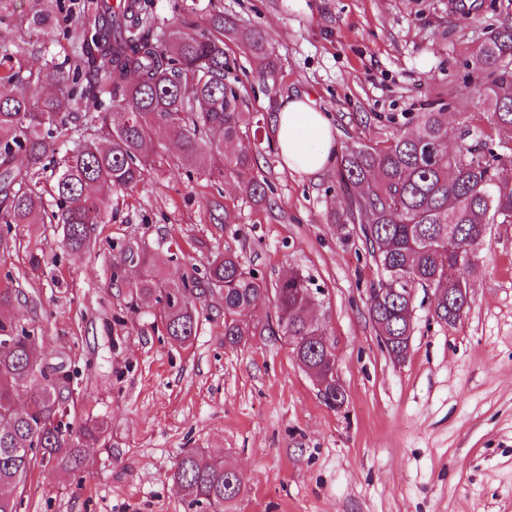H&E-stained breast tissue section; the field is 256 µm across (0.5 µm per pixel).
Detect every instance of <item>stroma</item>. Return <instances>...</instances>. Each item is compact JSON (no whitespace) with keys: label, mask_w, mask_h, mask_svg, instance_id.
Masks as SVG:
<instances>
[{"label":"stroma","mask_w":512,"mask_h":512,"mask_svg":"<svg viewBox=\"0 0 512 512\" xmlns=\"http://www.w3.org/2000/svg\"><path fill=\"white\" fill-rule=\"evenodd\" d=\"M51 28L30 26L42 4ZM84 0H11L0 43L41 68L64 56L85 21ZM158 24L202 22L223 12L268 39L277 78L265 81L236 43L230 74L260 120L243 144L270 186L254 202L240 180L177 168L176 140L154 137L159 162L134 188L106 202V218L81 258L60 226L7 225L0 217V279L22 295L8 318L32 329L43 364L71 376L74 422L101 420L108 436L79 470L32 471L21 512H189L169 481L196 448L236 468L242 491L229 512H512V224L492 230L472 277L471 308L445 325L431 291L415 292L404 361H393L367 316L379 274L357 235L328 224L344 195L336 166L293 173L271 150L283 100L311 96L329 116L335 154L386 139V118L448 105V145L462 118L490 135L491 107L469 65L491 29L512 20V0H145ZM153 254L167 287L203 276L229 249L275 282L308 272L323 301L322 327L336 345L348 398L328 407L284 337L261 330L224 345V308L199 305L193 343L167 338L154 308L130 311L128 274L113 278L126 248Z\"/></svg>","instance_id":"obj_1"}]
</instances>
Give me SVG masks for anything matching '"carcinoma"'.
<instances>
[{"label":"carcinoma","instance_id":"carcinoma-1","mask_svg":"<svg viewBox=\"0 0 512 512\" xmlns=\"http://www.w3.org/2000/svg\"><path fill=\"white\" fill-rule=\"evenodd\" d=\"M88 23L77 41L79 64L51 58L33 71L22 50L0 47V208L11 224H59L64 244L73 254L90 245L99 208L88 204L85 191L96 188L103 199L143 180L153 163L152 135L166 129L176 138L173 165L196 166L242 180L256 202L267 197L268 184L249 176L255 160L246 149L228 155L205 149L212 130L224 142L236 143L253 123L247 101L229 70L224 39L240 43L258 61L260 78L273 76L275 64L268 39L239 28L221 13L201 27L184 21L174 29L154 32L153 19L142 0H127L110 11L105 0H89ZM108 62L106 79L95 63ZM471 74L493 109L494 137L467 141L471 122H462V141L448 151V112L429 104L412 117L394 116L391 136L373 145L347 149L336 170V182L346 195L345 206L329 223L343 231L358 225L370 261L381 278L372 288L367 314L376 335L388 337V354L403 359L408 352L414 301L389 292L391 288H446L433 319L444 324L461 321L471 307L456 289L470 293L477 252L496 224H512V179L502 171L512 167V22L497 26L480 49ZM51 92L37 100L34 87ZM91 98L96 110L81 123L96 132L78 135L58 170L47 207L36 175L56 140L69 131L72 106ZM25 156L23 169L13 166ZM133 264L148 269L155 261L128 248L115 268ZM312 277L301 270L274 286L247 270L239 256L226 250L210 263L206 279L185 276V287L173 293L152 273L129 289L131 308L159 306L168 338L182 345L197 335L198 300L218 294L224 304V344L235 347L253 333L252 312L257 299L273 294V314L266 329L284 336L295 362L315 373L332 370L336 354L315 339L318 328L309 321L317 300ZM69 375L33 357L30 334L0 320V488L25 485L36 464L56 459L68 469L79 467L86 454L105 439L107 425L95 422L75 427L70 419ZM191 512H224L241 491L234 469L224 460L197 449L185 451L170 476Z\"/></svg>","mask_w":512,"mask_h":512}]
</instances>
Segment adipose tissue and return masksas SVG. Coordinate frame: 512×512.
Wrapping results in <instances>:
<instances>
[{
  "label": "adipose tissue",
  "instance_id": "obj_1",
  "mask_svg": "<svg viewBox=\"0 0 512 512\" xmlns=\"http://www.w3.org/2000/svg\"><path fill=\"white\" fill-rule=\"evenodd\" d=\"M274 125L279 153L289 170L312 174L330 161L331 124L310 97L288 99Z\"/></svg>",
  "mask_w": 512,
  "mask_h": 512
}]
</instances>
